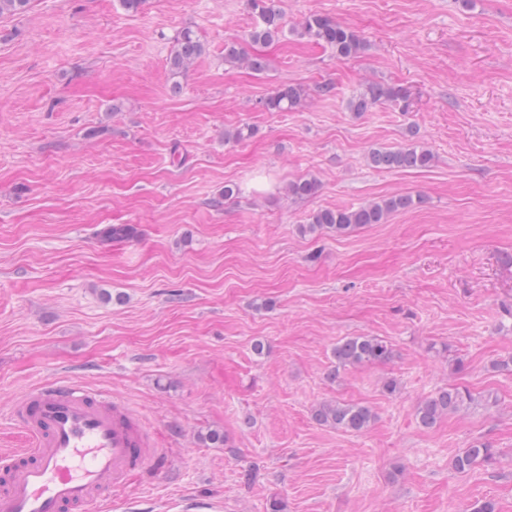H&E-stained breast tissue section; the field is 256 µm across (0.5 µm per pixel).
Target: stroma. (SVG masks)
Returning <instances> with one entry per match:
<instances>
[{
  "mask_svg": "<svg viewBox=\"0 0 512 512\" xmlns=\"http://www.w3.org/2000/svg\"><path fill=\"white\" fill-rule=\"evenodd\" d=\"M276 5L284 33L267 44L248 39L247 0H31L0 17V456L29 445L13 402L75 381L125 401L163 466L101 512H180L187 497L208 512H512V371L492 367L512 356V0ZM310 14L363 51L293 35ZM187 28L206 51L175 75ZM231 41L266 70L226 63ZM372 82L407 89L410 111H348ZM282 85L301 105L264 110ZM412 141L433 167L367 162ZM301 177L317 195H287ZM395 194L415 204L387 223L298 231L315 210ZM116 225L133 235L104 237ZM350 336L392 359L333 375ZM450 385L471 401L423 427L417 404ZM325 401L374 420L319 424ZM480 441L498 463L456 473ZM313 418L344 432L360 433L370 426L374 414L369 407L336 401L320 404L314 409Z\"/></svg>",
  "mask_w": 512,
  "mask_h": 512,
  "instance_id": "35a3bbf8",
  "label": "stroma"
}]
</instances>
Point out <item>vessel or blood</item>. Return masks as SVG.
<instances>
[{"label":"vessel or blood","mask_w":512,"mask_h":512,"mask_svg":"<svg viewBox=\"0 0 512 512\" xmlns=\"http://www.w3.org/2000/svg\"><path fill=\"white\" fill-rule=\"evenodd\" d=\"M30 450L0 460V512H99L130 475L152 466L150 433L118 398L48 381L12 406Z\"/></svg>","instance_id":"obj_1"}]
</instances>
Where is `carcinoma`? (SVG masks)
<instances>
[{
    "label": "carcinoma",
    "instance_id": "cac0c4a2",
    "mask_svg": "<svg viewBox=\"0 0 512 512\" xmlns=\"http://www.w3.org/2000/svg\"><path fill=\"white\" fill-rule=\"evenodd\" d=\"M31 0H0V17L18 15L27 10ZM249 7L258 18V24L248 38L253 42L268 43L282 33V16L273 0H248ZM298 36L322 44L336 52L339 58H350L364 49V41L354 30L333 19L317 14L304 17L295 26ZM204 52V46L190 29L183 30L169 57L171 72L186 71ZM224 61L245 63L256 72L265 69L259 57H249L236 42L224 44ZM303 99V90L288 85L274 89L262 106L268 111L286 112L297 108ZM379 103H389L402 112L409 110L410 96L406 89L381 84H370L353 96L347 103L349 111L360 114L371 110ZM370 164L385 170H425L433 166L435 155L429 148L410 143L398 148L372 149L368 153ZM319 190L317 179L300 178L288 183V195L308 198ZM414 201L407 195H391L369 201L357 208L322 209L312 213L306 224L298 226L299 232H334L345 235L358 228L383 224L398 211L412 207ZM393 357L392 347L376 336H352L336 343L333 349L335 367L332 374L362 364L384 363ZM470 399L464 389L452 386L424 399L416 408V417L424 427H432L443 417L459 411ZM313 418L320 424L336 427L344 432L365 431L374 419L372 410L366 406L341 402L322 403L313 411ZM498 451L488 443L477 442L462 449L452 460L458 473H467L477 467H488L495 463Z\"/></svg>",
    "mask_w": 512,
    "mask_h": 512
}]
</instances>
